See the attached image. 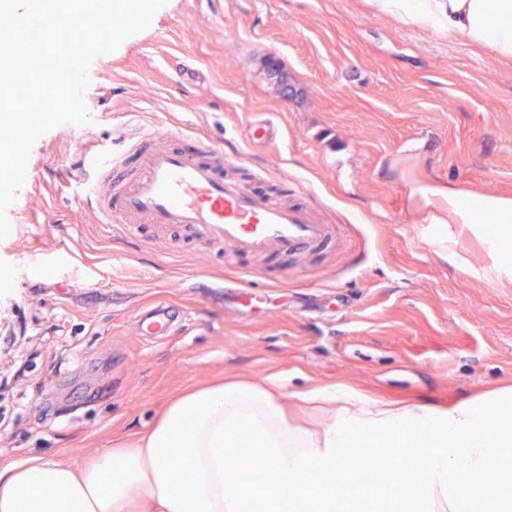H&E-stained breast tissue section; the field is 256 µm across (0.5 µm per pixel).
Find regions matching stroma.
<instances>
[{
	"mask_svg": "<svg viewBox=\"0 0 512 512\" xmlns=\"http://www.w3.org/2000/svg\"><path fill=\"white\" fill-rule=\"evenodd\" d=\"M89 79L90 122L35 140L6 209L0 368L25 375L0 388V467L85 463L223 378L279 383L289 420L313 430L320 414L293 399L310 387L445 409L512 386V277L475 225L431 223L422 195L512 198V60L366 0H168ZM254 120L276 125L274 145L247 141ZM174 121L240 155L247 187L300 186L341 240L287 269L249 259L252 308L221 287L237 268L183 232L113 236L62 161ZM158 302L188 318L148 341L135 316Z\"/></svg>",
	"mask_w": 512,
	"mask_h": 512,
	"instance_id": "1",
	"label": "stroma"
}]
</instances>
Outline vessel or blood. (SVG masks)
Here are the masks:
<instances>
[{
  "mask_svg": "<svg viewBox=\"0 0 512 512\" xmlns=\"http://www.w3.org/2000/svg\"><path fill=\"white\" fill-rule=\"evenodd\" d=\"M171 143L153 145L152 134L130 136L125 150L84 157L93 178L78 196L99 223L127 238L142 227H178L210 250L244 259L273 255L295 259L326 249L335 225L319 223L312 200L288 204L260 189H247L224 171L232 158L223 145L185 130L170 131ZM184 313L169 304L146 307L136 318L141 336L170 335Z\"/></svg>",
  "mask_w": 512,
  "mask_h": 512,
  "instance_id": "1",
  "label": "vessel or blood"
}]
</instances>
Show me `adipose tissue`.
<instances>
[{"label":"adipose tissue","instance_id":"adipose-tissue-1","mask_svg":"<svg viewBox=\"0 0 512 512\" xmlns=\"http://www.w3.org/2000/svg\"><path fill=\"white\" fill-rule=\"evenodd\" d=\"M373 12L447 32L512 59V0H368ZM457 224H485L512 271V199L430 190ZM325 422L290 424L280 392L252 381L194 388L135 438L81 466L33 456L0 468V512H512V387L445 409L374 400L343 385L298 392ZM397 453L393 474L339 493L368 471L371 444ZM266 462L261 480L240 466ZM187 474L179 481L173 464Z\"/></svg>","mask_w":512,"mask_h":512}]
</instances>
